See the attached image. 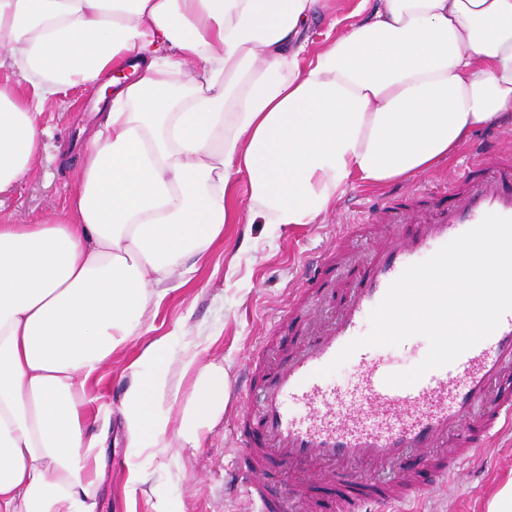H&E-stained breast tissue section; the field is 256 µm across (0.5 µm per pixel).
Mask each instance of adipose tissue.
<instances>
[{
	"instance_id": "1",
	"label": "adipose tissue",
	"mask_w": 512,
	"mask_h": 512,
	"mask_svg": "<svg viewBox=\"0 0 512 512\" xmlns=\"http://www.w3.org/2000/svg\"><path fill=\"white\" fill-rule=\"evenodd\" d=\"M320 0H0V192L39 155L48 104L112 87L63 219L0 224V512H95L106 433L85 385L152 300L225 223L314 224L350 180L383 186L451 160L473 131L512 125V0H363L306 57ZM246 213L232 203L238 177ZM121 411L132 447L184 402L196 446L224 409V372L166 348Z\"/></svg>"
}]
</instances>
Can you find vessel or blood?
<instances>
[{
	"instance_id": "obj_1",
	"label": "vessel or blood",
	"mask_w": 512,
	"mask_h": 512,
	"mask_svg": "<svg viewBox=\"0 0 512 512\" xmlns=\"http://www.w3.org/2000/svg\"><path fill=\"white\" fill-rule=\"evenodd\" d=\"M477 167L481 176H460L449 187L451 203L437 205L430 217L409 220L404 206L387 199L372 215L384 227L378 245L352 269V287L330 320L271 376L258 378V358L247 363L237 395L258 397L259 403L241 410L235 432L240 453L230 482L252 512L287 510L258 478L271 467L288 479L330 468L344 512L412 502L512 429V399L496 394L498 386L512 383V311L488 338L410 386L387 384V345L356 350L348 383L320 373L344 346L369 333L371 312L406 267L428 259L487 214L512 217V161L484 158ZM408 222L412 230L399 234L397 225ZM306 282L290 311H304L326 285L323 261L308 266ZM422 449L428 452L425 474L402 475L404 461Z\"/></svg>"
}]
</instances>
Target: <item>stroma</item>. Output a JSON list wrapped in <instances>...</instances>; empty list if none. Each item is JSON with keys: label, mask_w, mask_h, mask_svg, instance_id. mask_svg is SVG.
Returning a JSON list of instances; mask_svg holds the SVG:
<instances>
[{"label": "stroma", "mask_w": 512, "mask_h": 512, "mask_svg": "<svg viewBox=\"0 0 512 512\" xmlns=\"http://www.w3.org/2000/svg\"><path fill=\"white\" fill-rule=\"evenodd\" d=\"M360 5L361 0H325L306 31L309 51H318L343 34L356 20ZM105 110L93 91L59 98L48 108L36 168L0 195L1 221L29 224L65 208L83 146ZM504 153L512 154V129L484 127L451 161L431 171L379 188L352 183L318 223L225 225L193 272L172 279L152 322L144 324L121 354L87 383L89 431L108 432L96 512H155L161 500L170 512H250L242 494L224 488V472L238 452L233 438L238 412L234 399H227L223 414L197 447H183L176 435L180 403L157 408L168 422L163 443L146 450L130 447L119 409L141 351L161 341L176 361L185 350H194L201 364L223 368L230 385L252 354H260L262 366L272 367L307 338L313 324L329 319L347 287L346 272L331 270L330 293L315 300L307 316L288 318L290 296L306 286V263L336 252L351 263L371 248L363 239L339 238L341 225L365 223L388 194L428 207L446 198L449 182L470 164ZM138 472L146 476V484L134 483ZM511 479L512 436L504 434L481 457L460 463L453 479L437 486L423 502L399 505L392 512H488L495 493ZM306 480L305 505L290 504L288 512H336L334 482L321 472L308 473Z\"/></svg>", "instance_id": "obj_1"}]
</instances>
